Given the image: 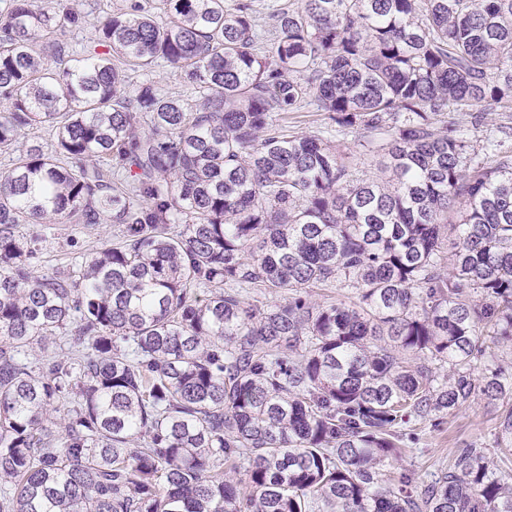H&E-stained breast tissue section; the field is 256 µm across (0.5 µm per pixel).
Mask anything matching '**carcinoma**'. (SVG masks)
Instances as JSON below:
<instances>
[{
  "instance_id": "1",
  "label": "carcinoma",
  "mask_w": 512,
  "mask_h": 512,
  "mask_svg": "<svg viewBox=\"0 0 512 512\" xmlns=\"http://www.w3.org/2000/svg\"><path fill=\"white\" fill-rule=\"evenodd\" d=\"M4 2L0 512H512V0H298L265 52L250 0ZM160 60L196 110L126 91ZM23 224L119 234L58 276ZM479 395L492 447L391 474ZM286 124L299 132L306 133H321L323 129V116L320 112H313L312 110H304L302 112H291L286 117Z\"/></svg>"
}]
</instances>
